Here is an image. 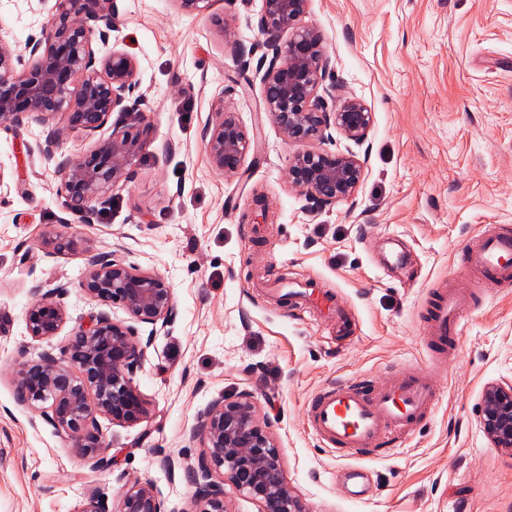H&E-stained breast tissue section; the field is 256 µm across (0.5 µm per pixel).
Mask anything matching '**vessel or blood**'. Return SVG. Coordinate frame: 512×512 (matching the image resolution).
<instances>
[{
    "label": "vessel or blood",
    "mask_w": 512,
    "mask_h": 512,
    "mask_svg": "<svg viewBox=\"0 0 512 512\" xmlns=\"http://www.w3.org/2000/svg\"><path fill=\"white\" fill-rule=\"evenodd\" d=\"M467 263L485 279L512 282V231L490 230L475 239ZM472 295L455 281L443 284L431 318L434 364H447L448 350L462 334L459 312L470 304ZM436 404L428 374L407 366L378 385L345 380L320 391L309 404V424L336 459L383 458L392 451L382 447V438L410 431Z\"/></svg>",
    "instance_id": "b4317fda"
}]
</instances>
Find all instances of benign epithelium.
Here are the masks:
<instances>
[{"mask_svg": "<svg viewBox=\"0 0 512 512\" xmlns=\"http://www.w3.org/2000/svg\"><path fill=\"white\" fill-rule=\"evenodd\" d=\"M310 0H263L260 32L270 54L261 76L262 112L288 142L300 146L288 160V183L321 208L355 199L365 174V160L353 152L314 147L334 127L361 143L372 113L355 96L339 94L325 83L329 66L321 35L300 25ZM117 13L116 0H56V11L42 37L23 52L0 37V126L20 125L28 118L46 122L67 108V126L94 136L112 112L124 114L121 125L80 156L59 152L48 143L43 158L54 164L58 191L70 210L89 221L114 186L134 175L150 126L133 96L138 65L114 50L96 57L88 22L100 13ZM202 140L211 167L226 176L239 173L251 148L246 130L231 112L219 107L205 126ZM81 245L93 253L80 290L103 309L70 331L71 341L59 354L19 364L13 374L21 403L71 439L72 451L97 470L113 465L102 446L98 418L132 425L150 414L149 403L135 382L144 346L136 328L112 319L106 311L119 305L137 323H171L175 310L172 286L159 273L98 251L90 239L48 231L41 247L48 256ZM26 311V330L34 339L58 335L69 321L60 296L64 288L40 293ZM480 421L497 448L512 450V380L489 384L483 394ZM196 435L206 451L193 472L196 512H229L224 489L208 482L212 470L224 469L235 490L261 505V512H302L283 477L281 450L259 425L252 396L217 400L200 415ZM121 512H165L148 486L127 488Z\"/></svg>", "mask_w": 512, "mask_h": 512, "instance_id": "7a95c632", "label": "benign epithelium"}]
</instances>
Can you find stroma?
Listing matches in <instances>:
<instances>
[{
  "mask_svg": "<svg viewBox=\"0 0 512 512\" xmlns=\"http://www.w3.org/2000/svg\"><path fill=\"white\" fill-rule=\"evenodd\" d=\"M117 8L91 22L96 35L110 33L92 47L136 59L151 134L131 181L91 222L68 209L41 151L56 139L62 153L81 154L94 139L66 130L61 114L0 126V512H76L93 495L120 512L134 483L152 487L166 512H192L197 418L243 392L282 450L304 512H512V451L493 447L479 415L487 385L512 379V285L475 282L464 267L473 236L512 225V0H310L301 23L323 36L328 80L372 113L363 143L335 130L323 144L366 160L355 202L329 210L289 187L296 147L261 110V0H210L194 13L176 0ZM55 9L56 0H0V35L23 50ZM218 18L235 28L236 45L225 44ZM220 107L252 139L233 177L210 166L201 138ZM57 227L104 251L121 248L164 276L175 297L165 330L137 327L147 347L136 382L150 415L122 426L101 419L115 459L105 471L16 399L15 368L69 341L64 332L28 336L34 289L65 287L73 326L99 309L78 287L90 253L45 256L41 236ZM451 275L478 301L434 374L438 404L392 434L398 455L365 461L370 491L352 497L342 477L349 464L313 437L308 404L341 380L379 383L428 367L432 290ZM288 282L337 294L353 333L337 339L302 300L269 296Z\"/></svg>",
  "mask_w": 512,
  "mask_h": 512,
  "instance_id": "35a3bbf8",
  "label": "stroma"
}]
</instances>
